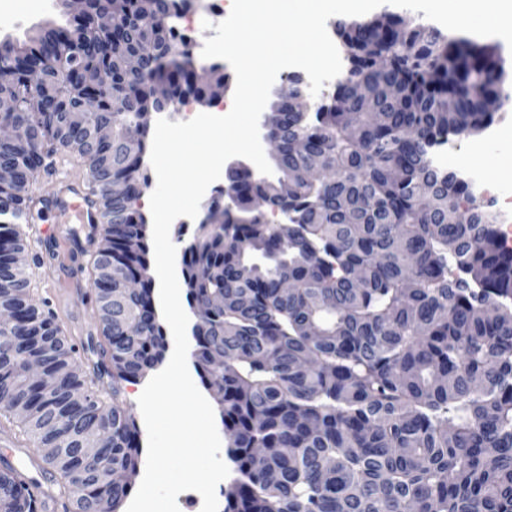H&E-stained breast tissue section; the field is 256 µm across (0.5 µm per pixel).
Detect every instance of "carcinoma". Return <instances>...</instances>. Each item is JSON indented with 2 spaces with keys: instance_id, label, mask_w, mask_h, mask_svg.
Returning <instances> with one entry per match:
<instances>
[{
  "instance_id": "cac0c4a2",
  "label": "carcinoma",
  "mask_w": 512,
  "mask_h": 512,
  "mask_svg": "<svg viewBox=\"0 0 512 512\" xmlns=\"http://www.w3.org/2000/svg\"><path fill=\"white\" fill-rule=\"evenodd\" d=\"M194 2L63 0L66 25L0 52V97L14 104L0 119L18 131L0 140L13 174L0 184V311L20 316L0 331V417L34 444L41 475L4 465L0 512H121L139 476L125 384L167 352L138 207L151 185L141 118L209 104L227 83L175 30ZM145 15L159 25L135 23ZM334 30L347 53L334 94L300 108L306 85L292 74L268 104L277 178L226 169L202 205L222 222L177 232L193 366L216 388L235 474L224 512H512V246L493 203L431 161L449 138L491 127V105L512 98L507 58L498 43L390 12ZM57 153L83 159L105 223L91 375L31 303L18 262L42 160ZM260 202L286 223H269ZM122 281L137 287L107 307Z\"/></svg>"
}]
</instances>
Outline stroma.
I'll use <instances>...</instances> for the list:
<instances>
[{
	"instance_id": "stroma-1",
	"label": "stroma",
	"mask_w": 512,
	"mask_h": 512,
	"mask_svg": "<svg viewBox=\"0 0 512 512\" xmlns=\"http://www.w3.org/2000/svg\"><path fill=\"white\" fill-rule=\"evenodd\" d=\"M0 10L16 12L19 18L16 27L0 29V40H25L40 27L61 21L63 15L60 0H0ZM496 125L502 130L499 151H488L478 157L491 177L512 170V102L498 110ZM68 169L80 177L87 174L78 157L60 154L50 159L34 189L35 197L42 200L43 206L39 217L27 228L30 295L32 304L52 314L68 340L78 345L75 359L86 369L92 365L94 355L81 349L80 344L88 336L100 334L92 302L91 256L96 245L87 241L83 225L67 223L53 204L60 192V180Z\"/></svg>"
}]
</instances>
